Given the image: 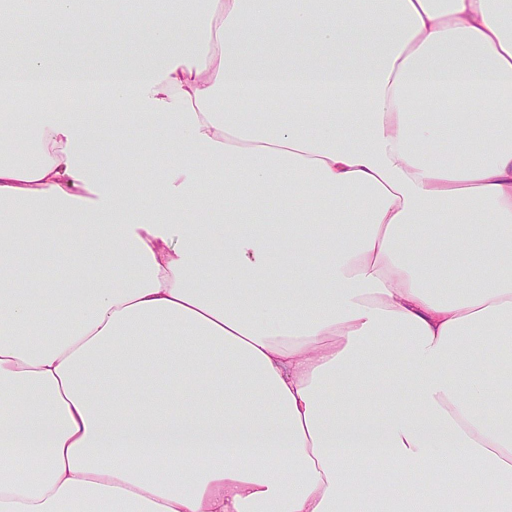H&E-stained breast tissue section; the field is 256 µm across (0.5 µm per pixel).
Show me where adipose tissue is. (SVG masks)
<instances>
[{
	"instance_id": "ef3b65f1",
	"label": "adipose tissue",
	"mask_w": 512,
	"mask_h": 512,
	"mask_svg": "<svg viewBox=\"0 0 512 512\" xmlns=\"http://www.w3.org/2000/svg\"><path fill=\"white\" fill-rule=\"evenodd\" d=\"M78 34L122 50L14 56L0 9L28 143L0 147V512H512V0H167ZM29 82L114 109L30 128ZM45 257L70 277L11 286Z\"/></svg>"
}]
</instances>
